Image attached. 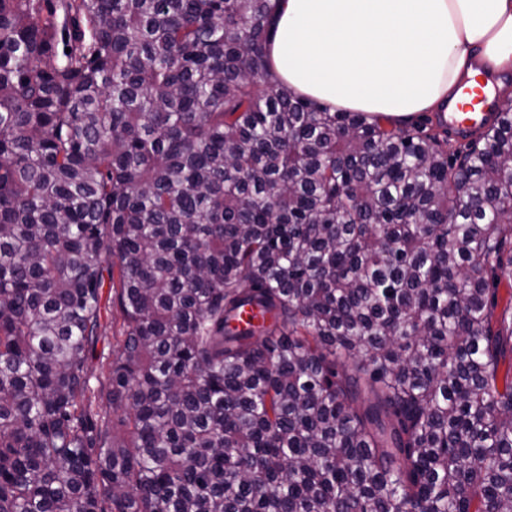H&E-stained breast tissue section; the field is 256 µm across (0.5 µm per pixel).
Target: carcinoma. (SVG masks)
<instances>
[{"mask_svg": "<svg viewBox=\"0 0 512 512\" xmlns=\"http://www.w3.org/2000/svg\"><path fill=\"white\" fill-rule=\"evenodd\" d=\"M274 8L0 0V512H512V102L331 112ZM101 323L102 337L97 345V353L99 356L98 364L99 367H103L106 371L109 362L112 360V347L115 346V337L119 333L122 324V318L120 313L112 308V305L106 303V309L102 312Z\"/></svg>", "mask_w": 512, "mask_h": 512, "instance_id": "obj_1", "label": "carcinoma"}]
</instances>
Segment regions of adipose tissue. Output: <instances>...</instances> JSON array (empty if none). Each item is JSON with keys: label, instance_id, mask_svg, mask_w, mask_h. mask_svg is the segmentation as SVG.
Returning a JSON list of instances; mask_svg holds the SVG:
<instances>
[{"label": "adipose tissue", "instance_id": "obj_1", "mask_svg": "<svg viewBox=\"0 0 512 512\" xmlns=\"http://www.w3.org/2000/svg\"><path fill=\"white\" fill-rule=\"evenodd\" d=\"M273 69L334 112L402 121L512 71V0H280Z\"/></svg>", "mask_w": 512, "mask_h": 512}]
</instances>
